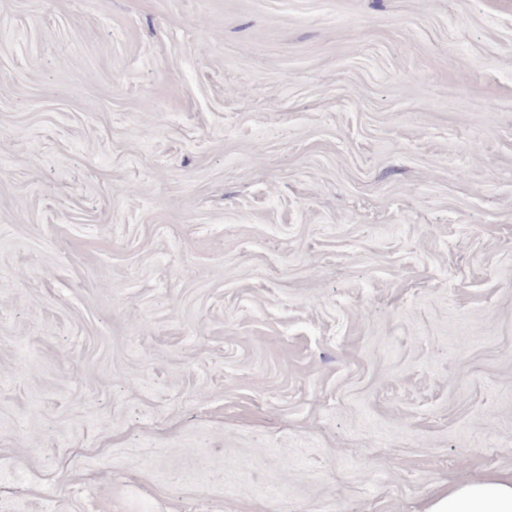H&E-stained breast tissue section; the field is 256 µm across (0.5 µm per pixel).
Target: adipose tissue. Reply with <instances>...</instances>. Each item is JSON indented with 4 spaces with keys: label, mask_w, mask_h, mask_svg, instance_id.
Masks as SVG:
<instances>
[{
    "label": "adipose tissue",
    "mask_w": 512,
    "mask_h": 512,
    "mask_svg": "<svg viewBox=\"0 0 512 512\" xmlns=\"http://www.w3.org/2000/svg\"><path fill=\"white\" fill-rule=\"evenodd\" d=\"M425 512H512V475H485L430 501Z\"/></svg>",
    "instance_id": "1"
}]
</instances>
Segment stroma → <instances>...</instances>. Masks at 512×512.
Wrapping results in <instances>:
<instances>
[{
    "label": "stroma",
    "mask_w": 512,
    "mask_h": 512,
    "mask_svg": "<svg viewBox=\"0 0 512 512\" xmlns=\"http://www.w3.org/2000/svg\"><path fill=\"white\" fill-rule=\"evenodd\" d=\"M498 473L512 0H0V512Z\"/></svg>",
    "instance_id": "35a3bbf8"
}]
</instances>
